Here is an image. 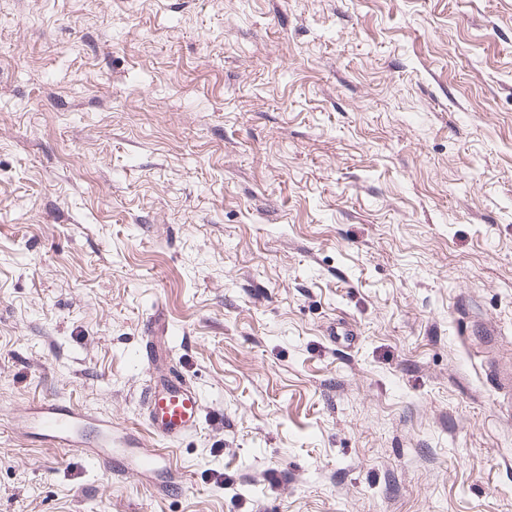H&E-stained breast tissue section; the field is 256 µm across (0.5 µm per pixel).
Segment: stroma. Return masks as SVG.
I'll list each match as a JSON object with an SVG mask.
<instances>
[{"mask_svg":"<svg viewBox=\"0 0 512 512\" xmlns=\"http://www.w3.org/2000/svg\"><path fill=\"white\" fill-rule=\"evenodd\" d=\"M158 308L178 496L15 430ZM0 512H512V0H0ZM140 401L149 433L162 442L181 441L197 431L202 415L209 413L195 386L170 370L155 377Z\"/></svg>","mask_w":512,"mask_h":512,"instance_id":"1","label":"stroma"}]
</instances>
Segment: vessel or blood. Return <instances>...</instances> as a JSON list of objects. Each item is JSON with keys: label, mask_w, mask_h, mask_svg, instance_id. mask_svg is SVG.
<instances>
[{"label": "vessel or blood", "mask_w": 512, "mask_h": 512, "mask_svg": "<svg viewBox=\"0 0 512 512\" xmlns=\"http://www.w3.org/2000/svg\"><path fill=\"white\" fill-rule=\"evenodd\" d=\"M145 347L141 358L153 363L156 354L168 351V324L162 310L143 325ZM148 431L159 445L146 447L132 433L108 419H98L84 408L45 399L27 408L18 432L77 455L99 460L105 472H135L144 480L161 479L166 494L184 491L183 471L173 468L170 443L197 431L206 407L195 386L171 371L157 375L141 398Z\"/></svg>", "instance_id": "obj_1"}]
</instances>
